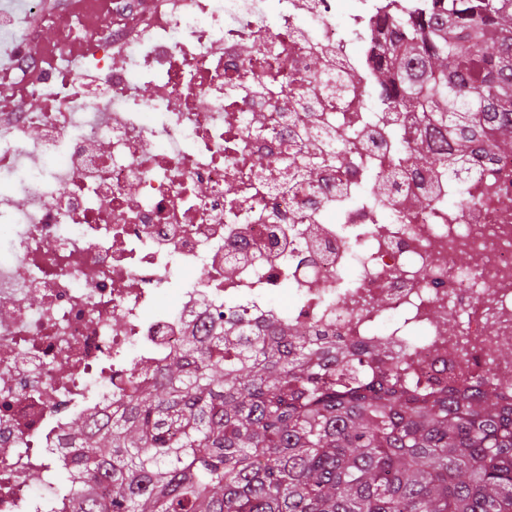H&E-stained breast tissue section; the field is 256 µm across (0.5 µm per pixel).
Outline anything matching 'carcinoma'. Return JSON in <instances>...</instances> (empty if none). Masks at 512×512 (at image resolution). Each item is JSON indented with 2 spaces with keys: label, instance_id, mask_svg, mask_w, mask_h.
<instances>
[{
  "label": "carcinoma",
  "instance_id": "1",
  "mask_svg": "<svg viewBox=\"0 0 512 512\" xmlns=\"http://www.w3.org/2000/svg\"><path fill=\"white\" fill-rule=\"evenodd\" d=\"M380 85L442 133L431 171L512 155V0H388ZM404 358L215 313L69 425L70 512H512V394L484 375L412 383Z\"/></svg>",
  "mask_w": 512,
  "mask_h": 512
}]
</instances>
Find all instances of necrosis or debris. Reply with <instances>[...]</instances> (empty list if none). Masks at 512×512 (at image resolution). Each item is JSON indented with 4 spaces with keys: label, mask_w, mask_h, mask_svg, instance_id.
I'll return each mask as SVG.
<instances>
[{
    "label": "necrosis or debris",
    "mask_w": 512,
    "mask_h": 512,
    "mask_svg": "<svg viewBox=\"0 0 512 512\" xmlns=\"http://www.w3.org/2000/svg\"><path fill=\"white\" fill-rule=\"evenodd\" d=\"M340 3L182 0L118 56L139 0H108L89 38L79 14L33 26L36 0H0V76L39 102L0 129V512H66L70 417L110 409L219 308L384 338L421 383L512 386V155L406 167L404 149L440 136L381 100L382 4L358 0L340 26ZM316 58L350 67L342 94H305ZM78 68L98 84L75 88ZM302 160L309 179L282 192Z\"/></svg>",
    "instance_id": "obj_1"
}]
</instances>
